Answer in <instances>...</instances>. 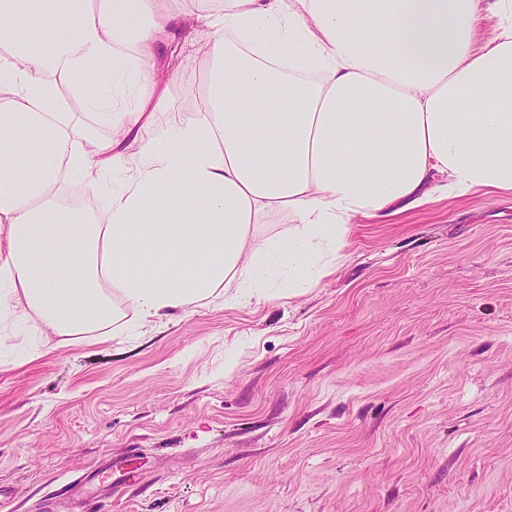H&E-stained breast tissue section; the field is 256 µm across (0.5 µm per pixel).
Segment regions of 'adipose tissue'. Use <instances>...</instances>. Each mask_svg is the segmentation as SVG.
<instances>
[{
  "mask_svg": "<svg viewBox=\"0 0 512 512\" xmlns=\"http://www.w3.org/2000/svg\"><path fill=\"white\" fill-rule=\"evenodd\" d=\"M184 22L208 36L193 119L154 67ZM0 55V323L35 356L220 287L267 296L273 255L289 287L318 281L354 219L512 194V0H0ZM106 80L130 93L89 139L58 105ZM108 171L105 223H68L64 176ZM278 214L287 236L255 247ZM292 220L287 215H278L270 218L267 224H256L252 226L251 234L255 244H260L265 239L272 236H287L288 229L293 225Z\"/></svg>",
  "mask_w": 512,
  "mask_h": 512,
  "instance_id": "adipose-tissue-1",
  "label": "adipose tissue"
}]
</instances>
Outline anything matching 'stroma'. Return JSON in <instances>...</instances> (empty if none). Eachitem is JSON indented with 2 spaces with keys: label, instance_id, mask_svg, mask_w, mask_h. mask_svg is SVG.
I'll use <instances>...</instances> for the list:
<instances>
[{
  "label": "stroma",
  "instance_id": "stroma-1",
  "mask_svg": "<svg viewBox=\"0 0 512 512\" xmlns=\"http://www.w3.org/2000/svg\"><path fill=\"white\" fill-rule=\"evenodd\" d=\"M157 64L196 116L190 26ZM0 371V512H512V195L353 224L333 273ZM138 448L140 476L79 491Z\"/></svg>",
  "mask_w": 512,
  "mask_h": 512
}]
</instances>
